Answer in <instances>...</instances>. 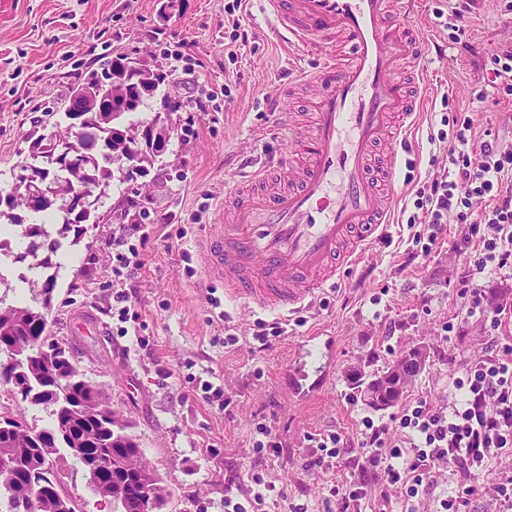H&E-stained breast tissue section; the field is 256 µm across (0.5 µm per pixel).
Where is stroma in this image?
I'll list each match as a JSON object with an SVG mask.
<instances>
[{
    "label": "stroma",
    "mask_w": 512,
    "mask_h": 512,
    "mask_svg": "<svg viewBox=\"0 0 512 512\" xmlns=\"http://www.w3.org/2000/svg\"><path fill=\"white\" fill-rule=\"evenodd\" d=\"M226 0H0V192H9L31 139L66 126L64 105L85 71L106 54L138 57L166 80L141 119L161 111L162 96L179 101L176 127L193 124L197 135H174L167 150L134 188L113 182L99 221L88 224L78 243H65L70 261L54 292L51 336L71 351L86 379L128 424L145 458L168 490L163 512H224V483L251 489L252 472L284 491L271 512H326L327 477L306 469L307 436L337 432L355 437L363 418L389 423L393 409L369 407L350 375L374 374L403 351L424 346V370L406 391L443 404L448 400L449 359H466L486 346L480 322L456 334L442 326L454 320L464 301L457 275L462 265L450 247L429 258L413 257V227L389 225L361 259L341 269L334 286L317 292L296 312L297 326L263 351L250 348L258 313L226 301L224 282L196 265L187 274L182 252L198 256L226 191L240 183L243 160L253 150L277 154L306 129L317 83L289 87L286 74L294 50L260 18L242 14L249 41L237 61L224 55ZM451 13L452 0H424L415 18L429 38L445 46L446 57L430 56L428 90L411 129L409 164L391 186L396 209L412 206L411 190L427 181L432 131L443 114L466 112L477 133L492 130L512 141L505 118L512 105L474 78L499 39L505 17L495 0H481L467 21L470 47L461 50L435 18ZM185 39L198 64L199 79L169 71V43ZM232 81L228 105H199L200 80ZM151 213L145 268L123 288L140 315L121 325L112 314V229L118 213L137 223L134 208ZM187 229L174 239L177 226ZM127 334H120V327ZM394 335H387V327ZM233 329L235 346L225 347ZM333 337L330 377L305 402L291 400L283 378L294 348L310 334ZM223 387V404L204 401L200 385ZM271 422L284 451L257 458L256 426Z\"/></svg>",
    "instance_id": "obj_1"
}]
</instances>
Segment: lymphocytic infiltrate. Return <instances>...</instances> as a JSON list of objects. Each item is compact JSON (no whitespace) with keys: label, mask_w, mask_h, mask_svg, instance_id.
<instances>
[{"label":"lymphocytic infiltrate","mask_w":512,"mask_h":512,"mask_svg":"<svg viewBox=\"0 0 512 512\" xmlns=\"http://www.w3.org/2000/svg\"><path fill=\"white\" fill-rule=\"evenodd\" d=\"M482 81L512 99V42H497L481 66ZM431 135L432 173L415 192L411 224L422 257H430L456 224L451 248L463 259L459 277L465 314L478 318L491 347L464 363L449 362L448 405L425 398L406 402L391 425L366 418L356 439L330 432L310 437L306 468L328 475L329 512H362L366 501L387 508L433 493L435 473L448 466L457 486L439 501L440 512H472L475 482L491 462L512 454V344L499 343L512 308L488 306L483 281L512 270V143L477 137L467 113L442 118ZM145 266L127 225L112 237V279L123 284Z\"/></svg>","instance_id":"f902f5d3"}]
</instances>
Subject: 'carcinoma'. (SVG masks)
Returning <instances> with one entry per match:
<instances>
[{
	"mask_svg": "<svg viewBox=\"0 0 512 512\" xmlns=\"http://www.w3.org/2000/svg\"><path fill=\"white\" fill-rule=\"evenodd\" d=\"M166 77L148 68H138L126 55L105 57L97 68L87 72L69 95L68 102L82 98V92L100 89L120 81L127 86L129 102L126 108H111L107 117L94 110L95 102L84 101L78 112L64 111L69 120L65 131L43 136L32 143L29 154L20 164L10 193L0 195V227L15 229V234L26 240V249L13 255L9 242L0 240V255L13 256L12 262L26 266L34 277L26 274L19 279L27 282L31 296L29 301L6 303L0 295V387L4 393L17 389L22 400L42 406L49 412V427L40 428L28 422L24 412L17 410L14 418L0 415V445L11 448L19 460H32L39 471L35 476L23 472L11 483L0 474V512H83L79 499L66 488L61 473L54 470V462L60 448H45L41 437L52 431L57 422L71 424L69 435L82 439L89 448L99 452L104 464L102 476L112 480V502L125 507L139 496L135 474L149 470L151 466L143 456L136 440L125 433L120 416L106 408L96 412L90 408V400L102 399V395L79 370L57 342L46 331L50 313L49 294L57 286L61 263L58 252L63 240L74 233L78 241L85 228L108 196V190L120 174V181L130 182L146 175L145 164H151L159 156L157 152L139 154L135 151L139 129L159 126L171 137L170 115L178 111L177 102L164 98L166 117L156 114L150 121H128L153 98ZM98 145L89 155L79 157L66 167L54 161L53 143L70 146L89 140ZM40 172L46 180V188L57 195L48 198L42 209L32 213L25 210V196L34 191L27 181L29 171ZM72 193L91 197L89 209L79 211L68 207L66 198ZM51 343L57 350L56 359L39 363L33 359L41 346ZM126 459V468L114 472L107 468L112 455Z\"/></svg>",
	"mask_w": 512,
	"mask_h": 512,
	"instance_id": "carcinoma-1",
	"label": "carcinoma"
}]
</instances>
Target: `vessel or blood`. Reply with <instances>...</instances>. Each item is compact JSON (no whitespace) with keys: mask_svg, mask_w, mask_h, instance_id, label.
<instances>
[{"mask_svg":"<svg viewBox=\"0 0 512 512\" xmlns=\"http://www.w3.org/2000/svg\"><path fill=\"white\" fill-rule=\"evenodd\" d=\"M273 31H286L321 57L310 134L296 138L275 163L286 186L270 196L252 195L233 216L214 224L202 255L205 268L223 277L226 296L261 311H292L334 277L339 255L390 222L391 204L370 176L372 148L388 140L383 178L392 179L403 129L417 112L398 75L408 59L423 78L429 43L409 23L419 0H255ZM343 38L352 57L328 56ZM330 367L316 336L299 345L288 369L293 393L308 396Z\"/></svg>","mask_w":512,"mask_h":512,"instance_id":"obj_1","label":"vessel or blood"}]
</instances>
